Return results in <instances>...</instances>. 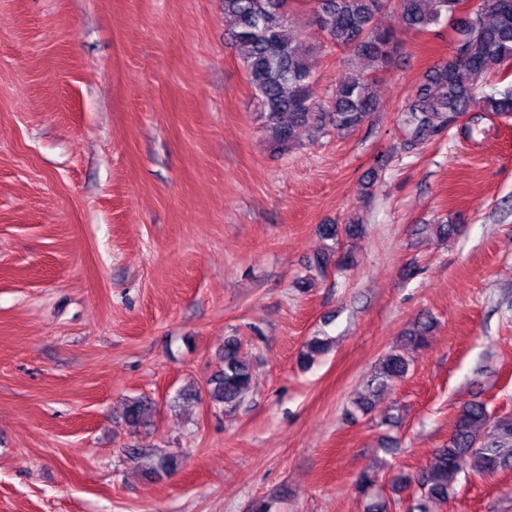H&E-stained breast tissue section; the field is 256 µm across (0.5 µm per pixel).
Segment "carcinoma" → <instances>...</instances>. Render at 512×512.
<instances>
[{"label": "carcinoma", "instance_id": "1", "mask_svg": "<svg viewBox=\"0 0 512 512\" xmlns=\"http://www.w3.org/2000/svg\"><path fill=\"white\" fill-rule=\"evenodd\" d=\"M295 0H223L224 31L236 46L244 49L242 64L273 149L285 151L296 142V133L307 129L318 138L331 131L353 133L374 110L370 92L374 72L388 69L399 49L394 31L376 23L382 12L397 15L405 28L423 32L448 20H457L448 58L433 68L408 100L398 119L403 133L401 145L414 150L436 137L461 116L481 105L485 112L512 113V88L479 96L487 83L490 64L502 66L508 77L512 60V0H479L467 18H458L461 0H301L311 5V22L324 43L367 61L370 71L350 70L332 90L329 100L311 98L309 87L315 77L313 61L302 49L303 40L290 28L288 13ZM437 240L451 239L457 225L449 221L426 224ZM322 239L338 243L339 235L354 239L363 235L364 225L352 220L339 228L321 224ZM336 267L350 262V253L330 248L316 261L315 269L326 271L331 255ZM434 320L425 315L405 332L401 344L378 362L367 380L364 393L352 402L350 414L368 415L375 409L377 394L403 378L409 371L406 350L428 346ZM332 339L312 336L302 345L297 362L307 368L328 353ZM223 367L207 381L208 402L226 411L238 410L252 391L254 367L242 353L236 338L224 341ZM150 402L139 397L127 401L125 422L132 428L143 424ZM180 466L174 455L146 456L145 474L159 477ZM512 471V414L494 415L484 402H464L457 412L448 443L435 449L428 464L416 475L393 479L392 495L376 487L374 471H361L355 490L365 499L364 512H438L456 494L459 475L493 478Z\"/></svg>", "mask_w": 512, "mask_h": 512}]
</instances>
